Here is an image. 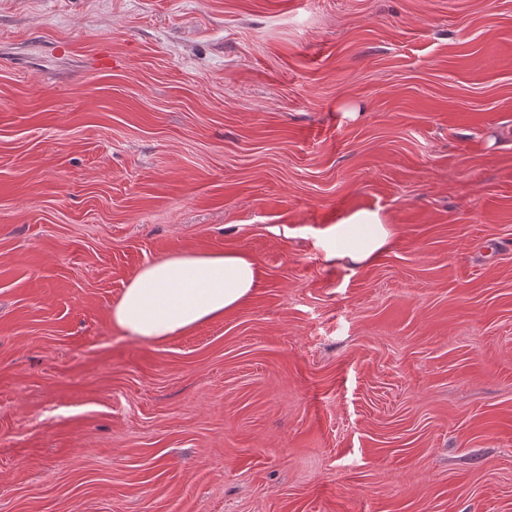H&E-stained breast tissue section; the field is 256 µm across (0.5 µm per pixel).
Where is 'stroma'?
<instances>
[{
    "mask_svg": "<svg viewBox=\"0 0 512 512\" xmlns=\"http://www.w3.org/2000/svg\"><path fill=\"white\" fill-rule=\"evenodd\" d=\"M0 512H512V0H0ZM392 228L379 210L361 208L347 213L331 226L336 248L328 258L364 266L384 252L392 238ZM260 270L237 252L178 253L143 265L112 306L128 336L162 341L230 312L251 295Z\"/></svg>",
    "mask_w": 512,
    "mask_h": 512,
    "instance_id": "35a3bbf8",
    "label": "stroma"
}]
</instances>
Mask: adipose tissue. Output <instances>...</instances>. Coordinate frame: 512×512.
Here are the masks:
<instances>
[{"label": "adipose tissue", "mask_w": 512, "mask_h": 512, "mask_svg": "<svg viewBox=\"0 0 512 512\" xmlns=\"http://www.w3.org/2000/svg\"><path fill=\"white\" fill-rule=\"evenodd\" d=\"M333 259L364 266L384 252L392 228L380 211L361 208L331 227ZM254 261L237 252L178 253L143 265L112 307L125 334L162 341L242 305L259 279Z\"/></svg>", "instance_id": "ef3b65f1"}]
</instances>
